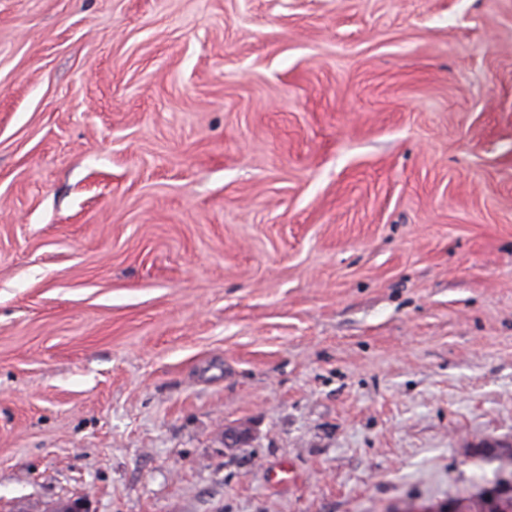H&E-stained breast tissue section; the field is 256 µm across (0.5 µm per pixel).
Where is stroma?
I'll list each match as a JSON object with an SVG mask.
<instances>
[{
	"mask_svg": "<svg viewBox=\"0 0 512 512\" xmlns=\"http://www.w3.org/2000/svg\"><path fill=\"white\" fill-rule=\"evenodd\" d=\"M510 446L512 0H0V512H484Z\"/></svg>",
	"mask_w": 512,
	"mask_h": 512,
	"instance_id": "obj_1",
	"label": "stroma"
}]
</instances>
